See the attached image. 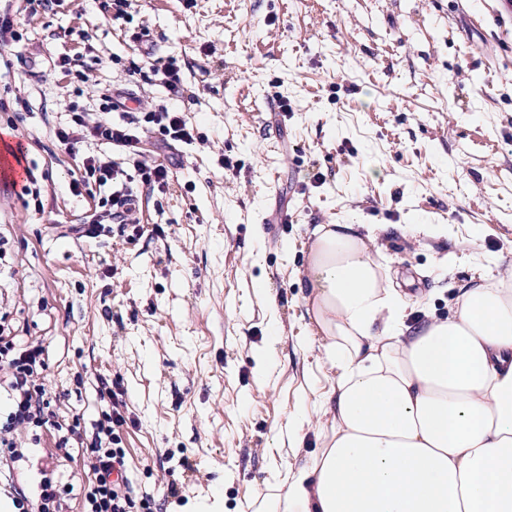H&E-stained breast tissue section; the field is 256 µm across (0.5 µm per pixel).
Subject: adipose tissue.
I'll list each match as a JSON object with an SVG mask.
<instances>
[{
  "instance_id": "adipose-tissue-1",
  "label": "adipose tissue",
  "mask_w": 512,
  "mask_h": 512,
  "mask_svg": "<svg viewBox=\"0 0 512 512\" xmlns=\"http://www.w3.org/2000/svg\"><path fill=\"white\" fill-rule=\"evenodd\" d=\"M310 313L338 376L322 451L262 512H512V279L417 329L355 224L313 231Z\"/></svg>"
}]
</instances>
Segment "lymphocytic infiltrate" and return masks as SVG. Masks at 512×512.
Returning <instances> with one entry per match:
<instances>
[{
	"label": "lymphocytic infiltrate",
	"mask_w": 512,
	"mask_h": 512,
	"mask_svg": "<svg viewBox=\"0 0 512 512\" xmlns=\"http://www.w3.org/2000/svg\"><path fill=\"white\" fill-rule=\"evenodd\" d=\"M154 126L166 139L185 144L194 140L193 127L179 111H156L147 106L129 113L122 123L93 122L87 113L76 111L69 125L58 129L56 136L65 150L78 157L86 176L104 184L117 178L119 166L81 154L83 139L105 140L138 157L137 129ZM44 352L41 342L16 341L8 326L0 324V391L6 392L9 401L6 413L0 414V484L9 487L17 512H64L63 492L56 482L44 480L33 497L11 482L14 465L24 455L19 434L54 424L57 417L52 408L53 398L44 383ZM125 423V416L115 410L99 426L92 442H85L83 435L72 427L67 428L62 438L63 444L82 446L89 462L83 481L84 512H131L133 500L125 484L111 477L116 466L126 463L124 449L117 446V433Z\"/></svg>",
	"instance_id": "f902f5d3"
}]
</instances>
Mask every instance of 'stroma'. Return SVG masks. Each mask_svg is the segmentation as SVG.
<instances>
[{
    "instance_id": "35a3bbf8",
    "label": "stroma",
    "mask_w": 512,
    "mask_h": 512,
    "mask_svg": "<svg viewBox=\"0 0 512 512\" xmlns=\"http://www.w3.org/2000/svg\"><path fill=\"white\" fill-rule=\"evenodd\" d=\"M105 2L0 0L14 20L0 132L23 145L40 190L0 174V316L18 340H43L54 410L84 439L112 410L103 383L119 382L132 499L255 512L331 425L312 410L300 437L288 432L336 384L299 284L316 225L372 232L414 324L512 269V0H129L120 27ZM157 58L179 67V100ZM116 92L178 106L196 140L141 133L170 184H138L140 228L88 236L79 225L109 208L134 162L85 140L83 154L122 174L73 193L79 162L56 132ZM409 224L431 230L403 237ZM38 434L21 438L16 484L32 496L59 482L66 512H81L82 449L61 447L54 427Z\"/></svg>"
}]
</instances>
